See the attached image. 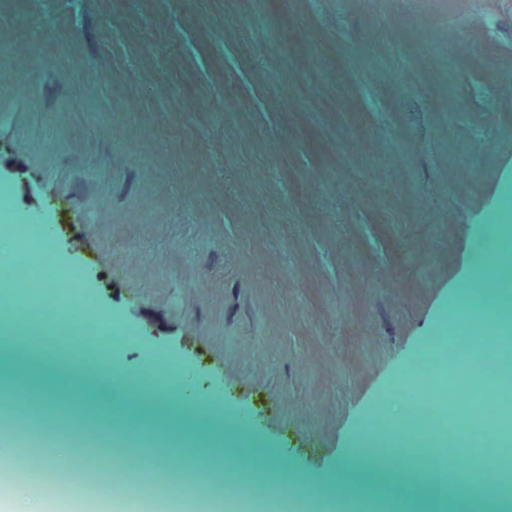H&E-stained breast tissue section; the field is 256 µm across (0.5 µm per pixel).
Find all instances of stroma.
Listing matches in <instances>:
<instances>
[{"mask_svg":"<svg viewBox=\"0 0 512 512\" xmlns=\"http://www.w3.org/2000/svg\"><path fill=\"white\" fill-rule=\"evenodd\" d=\"M27 93H19L20 84ZM83 268L112 357L221 395L278 493L349 512L350 437L447 337L512 194V0H0V184ZM91 264H83L86 253ZM28 397L98 399L73 359L4 360ZM195 416L121 448L174 458Z\"/></svg>","mask_w":512,"mask_h":512,"instance_id":"35a3bbf8","label":"stroma"}]
</instances>
